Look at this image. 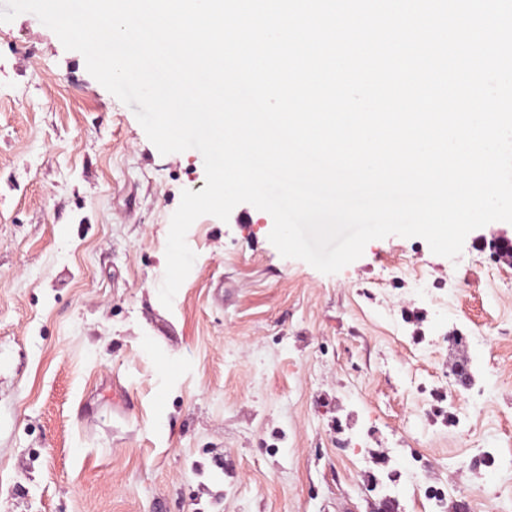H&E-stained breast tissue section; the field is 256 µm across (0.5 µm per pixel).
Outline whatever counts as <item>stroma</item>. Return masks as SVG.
<instances>
[{
    "label": "stroma",
    "instance_id": "obj_1",
    "mask_svg": "<svg viewBox=\"0 0 512 512\" xmlns=\"http://www.w3.org/2000/svg\"><path fill=\"white\" fill-rule=\"evenodd\" d=\"M205 180L34 14L0 23V512H433L431 486L512 512V265L487 247L512 223L324 274L242 203L192 224L167 308Z\"/></svg>",
    "mask_w": 512,
    "mask_h": 512
}]
</instances>
